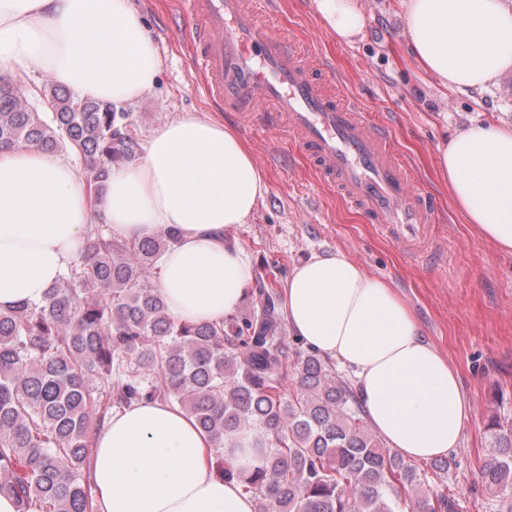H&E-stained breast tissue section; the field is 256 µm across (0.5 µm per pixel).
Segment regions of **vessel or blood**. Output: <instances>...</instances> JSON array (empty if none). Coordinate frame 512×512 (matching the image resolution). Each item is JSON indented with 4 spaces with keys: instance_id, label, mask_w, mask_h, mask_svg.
Wrapping results in <instances>:
<instances>
[{
    "instance_id": "obj_1",
    "label": "vessel or blood",
    "mask_w": 512,
    "mask_h": 512,
    "mask_svg": "<svg viewBox=\"0 0 512 512\" xmlns=\"http://www.w3.org/2000/svg\"><path fill=\"white\" fill-rule=\"evenodd\" d=\"M276 4L183 0L201 88L225 111L270 112L351 208L395 241L421 248L434 217L431 197L414 184L388 131L313 76L311 50L281 34Z\"/></svg>"
}]
</instances>
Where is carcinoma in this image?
<instances>
[{
	"label": "carcinoma",
	"instance_id": "obj_1",
	"mask_svg": "<svg viewBox=\"0 0 512 512\" xmlns=\"http://www.w3.org/2000/svg\"><path fill=\"white\" fill-rule=\"evenodd\" d=\"M38 93L45 116L0 83V147L73 154L99 196L109 168L138 156L130 113L53 85ZM176 239L169 228L120 240L97 224L44 303L0 310V494L17 512H96V434L112 411L151 400L189 412L216 451L251 432L259 463L226 464L224 477L259 512H456L371 431L355 389L288 340L275 289L221 322L172 318L152 278ZM486 433L482 483L512 512V423L493 416Z\"/></svg>",
	"mask_w": 512,
	"mask_h": 512
}]
</instances>
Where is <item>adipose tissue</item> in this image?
<instances>
[{
    "instance_id": "ef3b65f1",
    "label": "adipose tissue",
    "mask_w": 512,
    "mask_h": 512,
    "mask_svg": "<svg viewBox=\"0 0 512 512\" xmlns=\"http://www.w3.org/2000/svg\"><path fill=\"white\" fill-rule=\"evenodd\" d=\"M403 4L409 51L440 85L482 88L512 70V7L503 0ZM311 7L336 41L362 35L363 0ZM161 67L133 0H0L1 82L45 72L80 97L120 107L150 91ZM436 165L465 222L512 254V124L476 123L440 141ZM268 191L249 145L214 117L156 127L136 160L113 167L96 206L69 159L0 149V309L43 303L98 222L127 239L176 229L158 269L169 313L222 321L252 279L249 256L229 234L251 222ZM281 293L289 333L353 372L366 420L387 447L408 462L458 448L470 420L459 374L395 288L339 251L301 261ZM215 453L177 405L113 411L90 464L98 512H258Z\"/></svg>"
}]
</instances>
